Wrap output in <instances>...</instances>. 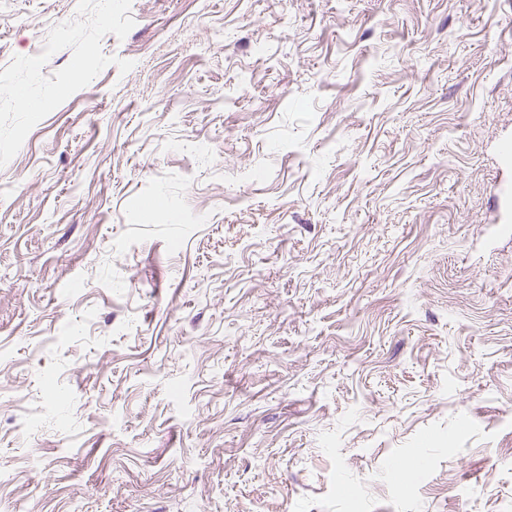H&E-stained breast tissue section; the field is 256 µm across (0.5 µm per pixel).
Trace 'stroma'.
<instances>
[{
  "instance_id": "1",
  "label": "stroma",
  "mask_w": 512,
  "mask_h": 512,
  "mask_svg": "<svg viewBox=\"0 0 512 512\" xmlns=\"http://www.w3.org/2000/svg\"><path fill=\"white\" fill-rule=\"evenodd\" d=\"M512 0H0V512H512Z\"/></svg>"
}]
</instances>
